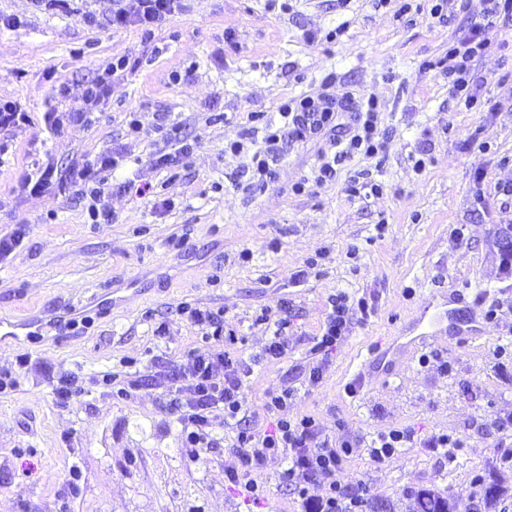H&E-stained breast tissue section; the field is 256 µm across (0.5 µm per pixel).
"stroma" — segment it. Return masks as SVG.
I'll return each mask as SVG.
<instances>
[{"instance_id":"35a3bbf8","label":"stroma","mask_w":512,"mask_h":512,"mask_svg":"<svg viewBox=\"0 0 512 512\" xmlns=\"http://www.w3.org/2000/svg\"><path fill=\"white\" fill-rule=\"evenodd\" d=\"M288 2L284 11L268 0H187L149 42L134 27L84 22L85 12L111 13L112 0H75L69 11L0 0V15L17 21L0 27V99L30 116L0 130V237L20 238L0 262V317L44 320L35 340L0 343V377L14 382L0 392V512H296L278 459L257 475L269 490L263 503L225 489L236 459L222 410L211 414L212 448L187 458L160 386L189 353L208 349L185 303L223 310L237 332L256 423L267 393L287 389L289 416H314L337 439L414 433L395 460L372 463L362 446L346 458V480L363 481L371 503L407 512L414 491L432 489L454 512H472L480 476L504 488L512 512V467L497 460L512 448V265L496 245L512 224V194L502 192L512 184V25L475 59L489 104L466 112L439 62L481 21L486 0H461L444 22L431 16V0ZM337 26L343 34L327 40ZM117 55L139 68L116 74L87 121L69 122L85 84ZM189 66L190 80L170 82ZM330 73L334 94L378 99L385 155L351 156L335 180L296 194L292 185L316 163L314 145L298 146L268 188L243 190L252 153L227 143L250 113L276 114ZM61 85L67 98L56 94ZM132 110L135 137L126 134ZM174 123L196 148L170 171L155 158ZM116 149L124 158L106 197L114 220L89 223L76 173ZM45 167L43 192H19L27 172ZM355 180L383 190L351 197ZM146 184L154 194H139ZM436 290L460 293V315L495 306L498 316L481 338L431 343L435 361L412 356L349 394L370 352H384ZM341 293L371 312H354L347 338L322 361L311 349ZM264 311L288 321V354L276 364L260 358L270 332L255 317ZM112 373L110 386L103 377ZM69 386L76 394L60 399ZM442 433L463 437L464 448L432 451Z\"/></svg>"}]
</instances>
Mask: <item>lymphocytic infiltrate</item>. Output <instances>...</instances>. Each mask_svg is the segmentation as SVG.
I'll return each instance as SVG.
<instances>
[{"label":"lymphocytic infiltrate","instance_id":"1","mask_svg":"<svg viewBox=\"0 0 512 512\" xmlns=\"http://www.w3.org/2000/svg\"><path fill=\"white\" fill-rule=\"evenodd\" d=\"M487 2L482 22L472 27L468 35L456 39L441 63L453 97L469 111L477 108L480 93L479 83L471 77L473 62L488 47L499 19H512V0ZM184 9V0H112L108 22L116 28L137 25L149 38ZM134 68L129 57L114 59L103 75L86 84L80 104L71 109L73 119H83L87 112L105 103L112 95V76ZM334 82V76H326L318 94L284 102L277 119L266 118L261 112L251 114V127L229 145L235 153L248 145L253 148L249 190L261 191L275 182L279 162L297 144L319 141L314 169L318 184L335 179L336 165L343 158L356 153L375 156L384 151L385 141L378 131L377 98L358 101L349 93L335 96L330 92ZM120 157L117 151L102 154L79 173L80 194L90 200L88 214L92 223L109 224L114 219L105 201V184L107 172L118 168ZM350 311L348 296L337 295L322 334L316 339L314 354L326 356L335 351L349 331ZM189 318L204 327L203 337L212 343L207 353L190 354L172 377L174 390L168 405L180 414L183 446L189 457L199 458L210 448V414L219 408L224 412L225 429L232 433L231 450L237 459L236 466L224 471L228 488L256 504L266 500L265 487L252 481L250 475L262 469L268 459L279 457L285 462L282 479L300 501L301 512H366L365 484L346 481L341 473L353 441H339L327 435L312 416L288 417L285 410L291 393L285 389L268 393L263 405L268 416L266 427H251L244 395L250 368L236 352L237 334L225 330L223 311L194 307Z\"/></svg>","mask_w":512,"mask_h":512}]
</instances>
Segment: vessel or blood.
<instances>
[{"instance_id": "b4317fda", "label": "vessel or blood", "mask_w": 512, "mask_h": 512, "mask_svg": "<svg viewBox=\"0 0 512 512\" xmlns=\"http://www.w3.org/2000/svg\"><path fill=\"white\" fill-rule=\"evenodd\" d=\"M39 334L40 326L33 319L0 318V342L7 339L30 341ZM450 334L454 335L457 340L471 341L479 338L481 331L476 320L473 319L463 325L457 324L447 302L442 301L436 304L428 302L424 304L415 323L396 336L388 348V353L394 359L406 356Z\"/></svg>"}]
</instances>
